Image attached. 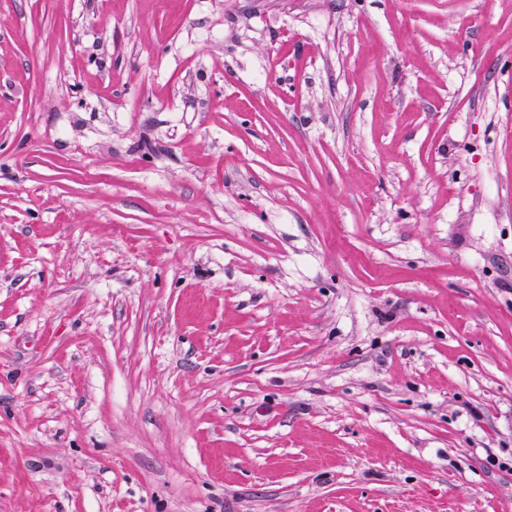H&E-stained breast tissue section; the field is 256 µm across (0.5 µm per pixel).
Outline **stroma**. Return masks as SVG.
<instances>
[{
    "label": "stroma",
    "instance_id": "obj_1",
    "mask_svg": "<svg viewBox=\"0 0 512 512\" xmlns=\"http://www.w3.org/2000/svg\"><path fill=\"white\" fill-rule=\"evenodd\" d=\"M0 512H512V0H0Z\"/></svg>",
    "mask_w": 512,
    "mask_h": 512
}]
</instances>
